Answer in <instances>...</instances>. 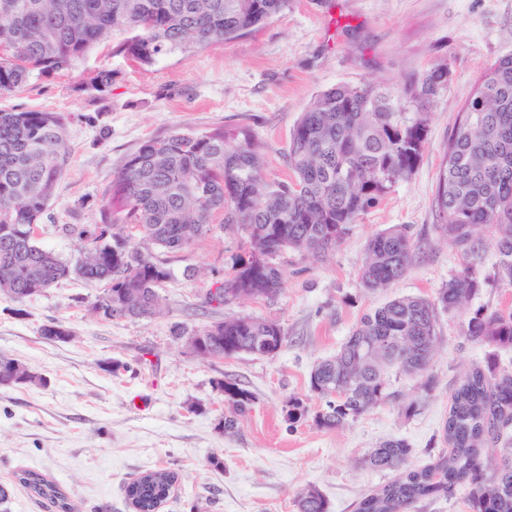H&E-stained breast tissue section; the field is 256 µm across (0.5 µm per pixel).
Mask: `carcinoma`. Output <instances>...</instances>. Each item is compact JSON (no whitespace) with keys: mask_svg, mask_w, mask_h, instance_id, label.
<instances>
[{"mask_svg":"<svg viewBox=\"0 0 512 512\" xmlns=\"http://www.w3.org/2000/svg\"><path fill=\"white\" fill-rule=\"evenodd\" d=\"M290 0H0V94L32 76L69 71L109 36L127 38L121 52L143 66L180 53L186 57L231 41L288 10ZM448 85L436 65L410 84H336L313 98L294 126L285 161L293 176L263 177L262 152L247 125L196 133L172 132L144 141L105 190L104 223L133 224L141 237L169 252L190 249L216 218L248 240V256L209 294L220 304L241 297H273L285 271L274 258L293 251L318 259L334 250L360 216L408 179L425 147L428 109ZM69 155L68 124L59 112L0 110V290L20 300L71 276L112 284V297L129 296L126 318L157 313V288L173 271L137 247L114 253L100 236L84 239L68 262L37 243L35 227L49 208ZM433 206L437 229L468 263L439 289L436 300L395 297L365 314L336 354L310 372L311 391L324 402L315 425L336 429L384 402H396L389 372L419 380L427 394L438 341V310L451 312L481 285L482 232H494L497 277L512 283V54L491 64L464 103L448 137ZM417 247L404 225L372 237L360 268L367 290L403 278ZM205 357L246 353L273 358L285 336L280 325L235 316L199 332ZM469 339L512 350V311H478ZM0 355V386L39 385L41 376L15 375ZM229 415L224 429L254 403L235 382L218 381ZM448 452L422 468H407L403 439L381 442L367 454L373 469L398 475L364 496L357 512H406L414 503L467 492L472 512H512V369L493 358L467 372L449 397L444 424ZM17 482L50 501L57 512L73 504L56 483L30 470ZM173 472L143 473L127 486L136 512H153L169 498ZM298 512H329L311 485L297 495Z\"/></svg>","mask_w":512,"mask_h":512,"instance_id":"obj_1","label":"carcinoma"}]
</instances>
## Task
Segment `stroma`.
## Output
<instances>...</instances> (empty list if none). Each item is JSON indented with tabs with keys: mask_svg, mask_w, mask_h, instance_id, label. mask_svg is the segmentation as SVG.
<instances>
[{
	"mask_svg": "<svg viewBox=\"0 0 512 512\" xmlns=\"http://www.w3.org/2000/svg\"><path fill=\"white\" fill-rule=\"evenodd\" d=\"M122 40L113 35L72 70L0 94L2 110L70 118L67 169L37 230L40 246L69 261L82 248L72 227L102 222L114 172L149 138L246 123L262 147L265 178L283 181L290 176V133L321 90L364 82L396 89L438 64L448 68V86L430 111L413 175L362 215L323 261L291 251L278 256L285 280L274 298L207 304L247 248L244 233L219 227L184 252L151 247L174 275L157 289L161 313L149 318L96 313L102 285L76 276L22 302L0 293V354L45 380L0 388V484L13 487L8 512H56L16 486V472L25 469L58 484L76 512H131L126 485L158 469L178 476L161 512H297L296 494L307 485L323 494L330 512H355L363 495L395 477L366 465L371 448L400 438L411 448L408 467L432 463L448 450L442 429L457 382L489 356L512 359L465 334L477 310H512V284L497 278L488 229L482 288L464 307L438 314L435 390L425 397L416 380L390 377L405 399L420 398L417 411L407 415L385 403L338 429L313 422L322 402L309 387L312 366L333 355L364 314L395 296L435 298L463 267L460 250L435 228L432 200L461 106L486 68L512 53V0H293L288 11L232 41L188 57L170 54L149 67L120 53ZM102 69L112 71V86L98 92L88 81ZM395 224L409 227L419 250L392 288L367 291L359 279L366 244ZM188 267L196 276H184ZM233 315L277 322L285 335L280 353L204 360L172 333L177 323L191 335ZM52 321L69 327L72 339L41 336ZM222 379L254 396L231 432L215 387ZM292 400L306 410L295 424L286 418ZM213 456L220 466L210 464Z\"/></svg>",
	"mask_w": 512,
	"mask_h": 512,
	"instance_id": "1",
	"label": "stroma"
}]
</instances>
